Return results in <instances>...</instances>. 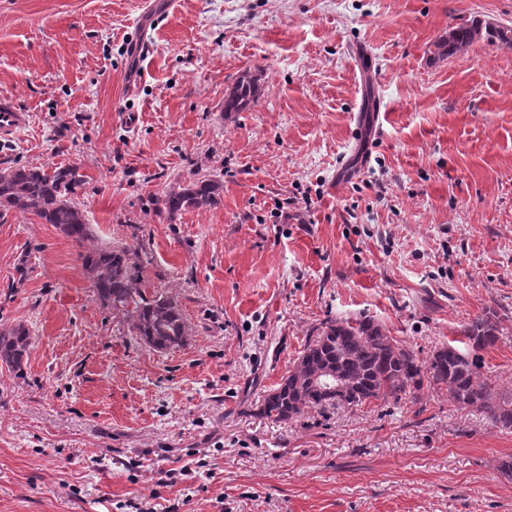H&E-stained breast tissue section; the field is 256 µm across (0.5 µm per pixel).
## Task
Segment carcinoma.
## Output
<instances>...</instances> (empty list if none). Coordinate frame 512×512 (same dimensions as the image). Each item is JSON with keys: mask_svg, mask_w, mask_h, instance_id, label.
Segmentation results:
<instances>
[{"mask_svg": "<svg viewBox=\"0 0 512 512\" xmlns=\"http://www.w3.org/2000/svg\"><path fill=\"white\" fill-rule=\"evenodd\" d=\"M486 35L512 48V25L492 30L477 20L448 30V39L437 44L442 55H451L477 37ZM256 86L248 79L237 82L224 98V111L243 112L255 101ZM82 183L75 167L54 169L12 166L0 169V211L16 210L52 224L81 245L90 239L85 215L72 201ZM224 184L205 175L177 184L156 198L157 209L172 219L187 209L213 207L221 202ZM144 244L90 248L80 254L91 281L93 296L107 309L129 317L131 331L155 351L182 346L188 336L184 317L171 299L147 297L141 288L146 264ZM476 355L466 362L453 345L436 348L427 361L400 345L369 316L330 320L317 328L298 357L293 370L263 400L260 413L273 421H290L305 410H324L336 405V393L322 392L313 383L318 371L339 372L352 384L342 403L359 407L374 400L401 399L422 388L448 387L452 402L460 408L476 407L494 427L512 430V396L501 395L480 379L481 357L477 352L495 345L497 315L488 311L461 330ZM30 348V334L21 323L0 329V362L17 374L23 372Z\"/></svg>", "mask_w": 512, "mask_h": 512, "instance_id": "cac0c4a2", "label": "carcinoma"}]
</instances>
